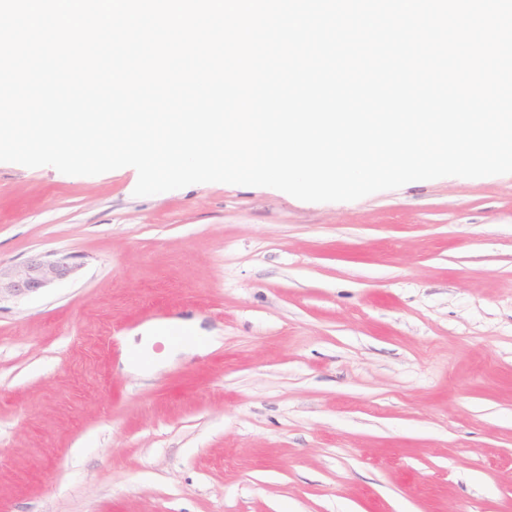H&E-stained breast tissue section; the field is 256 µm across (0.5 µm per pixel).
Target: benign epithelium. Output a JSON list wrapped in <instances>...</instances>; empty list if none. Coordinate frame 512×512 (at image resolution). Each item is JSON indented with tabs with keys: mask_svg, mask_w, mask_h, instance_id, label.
Listing matches in <instances>:
<instances>
[{
	"mask_svg": "<svg viewBox=\"0 0 512 512\" xmlns=\"http://www.w3.org/2000/svg\"><path fill=\"white\" fill-rule=\"evenodd\" d=\"M81 264L73 256L36 254L14 268H0V301L42 293L74 277Z\"/></svg>",
	"mask_w": 512,
	"mask_h": 512,
	"instance_id": "obj_1",
	"label": "benign epithelium"
}]
</instances>
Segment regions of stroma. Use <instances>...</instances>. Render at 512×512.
<instances>
[{
    "label": "stroma",
    "instance_id": "1",
    "mask_svg": "<svg viewBox=\"0 0 512 512\" xmlns=\"http://www.w3.org/2000/svg\"><path fill=\"white\" fill-rule=\"evenodd\" d=\"M137 180L0 162V266L82 264L0 301V512H512V174Z\"/></svg>",
    "mask_w": 512,
    "mask_h": 512
}]
</instances>
